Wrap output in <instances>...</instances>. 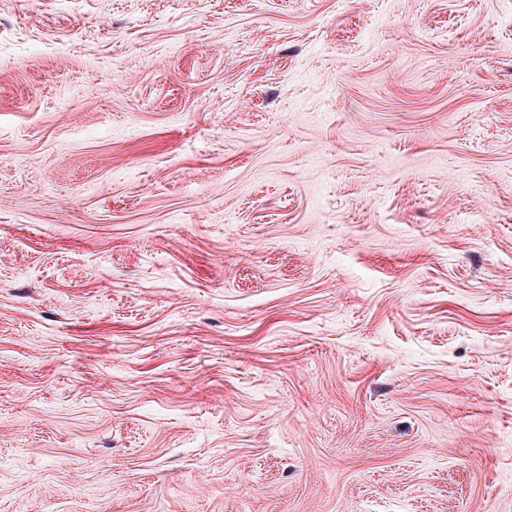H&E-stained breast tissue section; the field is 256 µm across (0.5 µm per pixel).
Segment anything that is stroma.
<instances>
[{"label":"stroma","mask_w":512,"mask_h":512,"mask_svg":"<svg viewBox=\"0 0 512 512\" xmlns=\"http://www.w3.org/2000/svg\"><path fill=\"white\" fill-rule=\"evenodd\" d=\"M0 512H512V0H0Z\"/></svg>","instance_id":"1"}]
</instances>
